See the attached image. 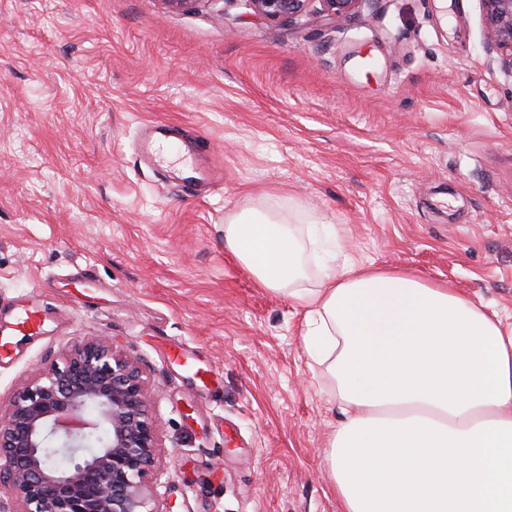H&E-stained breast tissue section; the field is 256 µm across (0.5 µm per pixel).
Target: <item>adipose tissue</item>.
I'll use <instances>...</instances> for the list:
<instances>
[{"label": "adipose tissue", "mask_w": 512, "mask_h": 512, "mask_svg": "<svg viewBox=\"0 0 512 512\" xmlns=\"http://www.w3.org/2000/svg\"><path fill=\"white\" fill-rule=\"evenodd\" d=\"M322 215L274 196L224 245L304 312L302 346L343 419L327 441L341 512H512V324L404 268L340 257Z\"/></svg>", "instance_id": "1"}]
</instances>
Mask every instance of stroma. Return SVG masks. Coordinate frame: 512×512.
<instances>
[{"mask_svg":"<svg viewBox=\"0 0 512 512\" xmlns=\"http://www.w3.org/2000/svg\"><path fill=\"white\" fill-rule=\"evenodd\" d=\"M485 41L479 0L276 24L247 0H0V409L102 336L149 381L160 512H341L303 313L228 254L224 216L301 201L356 260L512 322V76ZM156 122L205 142L197 194L141 158ZM32 302L45 325L17 334Z\"/></svg>","mask_w":512,"mask_h":512,"instance_id":"obj_1","label":"stroma"}]
</instances>
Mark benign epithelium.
Instances as JSON below:
<instances>
[{"instance_id": "obj_1", "label": "benign epithelium", "mask_w": 512, "mask_h": 512, "mask_svg": "<svg viewBox=\"0 0 512 512\" xmlns=\"http://www.w3.org/2000/svg\"><path fill=\"white\" fill-rule=\"evenodd\" d=\"M254 15L292 21L319 4L329 20L373 0H248ZM487 48L512 74V0H480ZM159 437L135 358L85 338L38 366L0 413V512H157L147 482ZM65 461L47 464L49 454Z\"/></svg>"}]
</instances>
